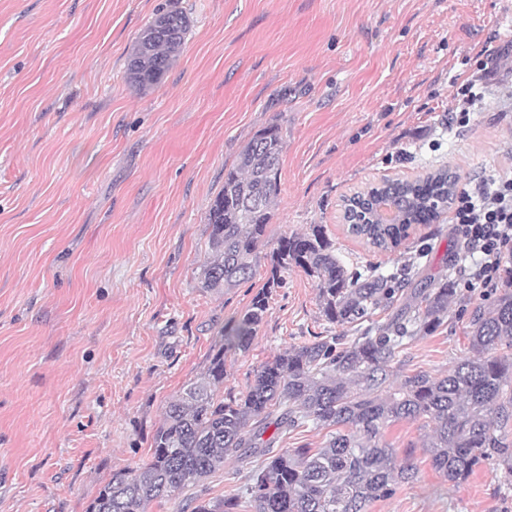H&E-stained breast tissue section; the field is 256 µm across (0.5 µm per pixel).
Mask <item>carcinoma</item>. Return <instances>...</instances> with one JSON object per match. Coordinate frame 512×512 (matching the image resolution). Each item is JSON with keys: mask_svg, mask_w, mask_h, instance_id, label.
I'll return each mask as SVG.
<instances>
[{"mask_svg": "<svg viewBox=\"0 0 512 512\" xmlns=\"http://www.w3.org/2000/svg\"><path fill=\"white\" fill-rule=\"evenodd\" d=\"M187 16L163 9L142 31L127 62L130 82L140 89L158 84L182 49ZM283 140L278 128L259 132L224 174V187L206 215L211 260L198 280L221 292L256 275V257L268 244L267 229L279 194ZM460 175L440 168L421 180H401L387 189L371 187L372 199L387 192L398 199L403 224L371 222L360 210L348 231L367 245L394 252L410 226L448 210ZM266 287L277 288L281 273L296 267L312 278L325 319L341 327L368 323L346 339L318 336L254 371L246 392L224 399L225 359L245 353L267 311L257 295L237 319L218 331L205 373L168 403L150 459L112 473L88 512H148L149 505L199 484L234 456L261 459L248 472L245 495L252 512H366L415 478V468L397 464L384 430L401 420L427 419L426 442L435 471L457 487L489 460L512 477V441L502 431L512 421V266L504 269L499 292L475 306L467 336L472 356L446 374L418 371L397 379L395 357L404 342L439 327L457 298L448 282L406 287L404 273L374 270L348 274L320 224L310 232L283 235L269 255ZM396 308L383 324L379 311ZM312 423L331 428L320 448L279 447L288 432ZM270 436H265L269 428ZM192 512H228L223 500L191 499Z\"/></svg>", "mask_w": 512, "mask_h": 512, "instance_id": "cac0c4a2", "label": "carcinoma"}]
</instances>
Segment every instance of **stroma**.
Returning <instances> with one entry per match:
<instances>
[{"instance_id": "obj_1", "label": "stroma", "mask_w": 512, "mask_h": 512, "mask_svg": "<svg viewBox=\"0 0 512 512\" xmlns=\"http://www.w3.org/2000/svg\"><path fill=\"white\" fill-rule=\"evenodd\" d=\"M190 21L173 67L149 90L126 66L157 10ZM512 0H0V512H87L113 472L146 462L169 401L205 371L216 333L258 293L250 349L224 392L317 336L336 334L301 269L211 293L205 216L224 172L261 130L283 139L270 241L323 225L352 271L408 268L412 288L470 265L447 218L416 224L395 252L342 222L345 196L382 178L447 166L462 184L512 172V63L497 66L468 126L449 123L475 56L512 43ZM469 312L398 355L444 374L469 354ZM430 425L383 440L417 471L368 512H512V481L480 466L452 488L425 448ZM248 467L191 495L240 505Z\"/></svg>"}]
</instances>
